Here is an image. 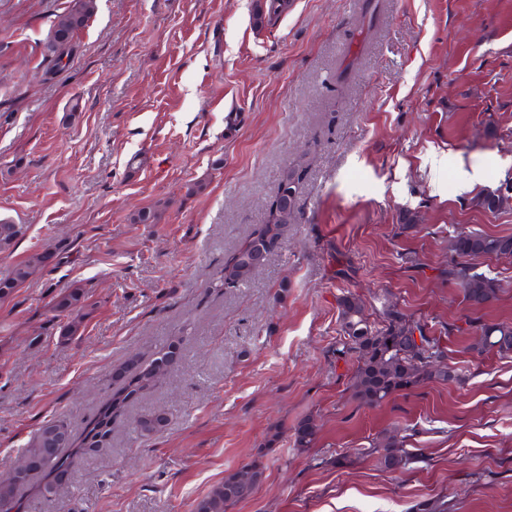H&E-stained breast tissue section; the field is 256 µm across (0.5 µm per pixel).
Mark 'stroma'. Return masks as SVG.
<instances>
[{"instance_id":"stroma-1","label":"stroma","mask_w":512,"mask_h":512,"mask_svg":"<svg viewBox=\"0 0 512 512\" xmlns=\"http://www.w3.org/2000/svg\"><path fill=\"white\" fill-rule=\"evenodd\" d=\"M95 0L68 56L44 45L69 0H0V215L27 225L0 277L36 251L57 265L0 298V475L42 422L81 433L123 383L182 338L183 359L119 417L55 500L24 512H195L252 459L266 467L230 512H512V353L470 351L472 314L445 270L461 232L512 235V209L470 203L512 174V0ZM294 168L296 219L246 285H216ZM159 208L156 224H135ZM415 215L404 227L405 215ZM504 290L512 260L476 258ZM86 292L83 334L60 340L52 299ZM425 323L459 383L379 407L350 396L339 301ZM457 332H450V325ZM167 411L140 437L133 420ZM313 418L312 447L293 426ZM400 430L391 472L361 456ZM404 436L397 431H385L375 437L370 448H364L366 456H375L383 467L393 471H404L414 456L403 448Z\"/></svg>"}]
</instances>
